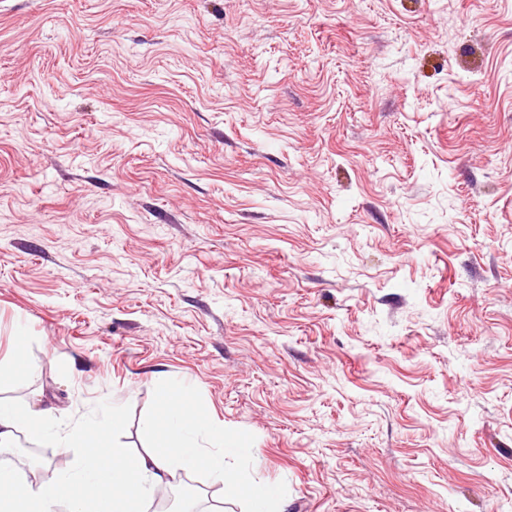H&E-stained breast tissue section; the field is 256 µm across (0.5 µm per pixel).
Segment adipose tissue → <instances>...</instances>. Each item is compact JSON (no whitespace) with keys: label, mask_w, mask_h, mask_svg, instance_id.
I'll list each match as a JSON object with an SVG mask.
<instances>
[{"label":"adipose tissue","mask_w":512,"mask_h":512,"mask_svg":"<svg viewBox=\"0 0 512 512\" xmlns=\"http://www.w3.org/2000/svg\"><path fill=\"white\" fill-rule=\"evenodd\" d=\"M157 387L163 403L153 427L162 432L164 443L138 457L109 439L121 425L119 416L72 425L59 421L49 408L0 402L1 448L15 447L22 432L35 444L52 438L60 448L84 450L75 472L38 483L0 466V512H55L60 506L65 512H133L149 492L168 486L172 469L200 466L228 496L247 498L249 512H284L278 491L252 497L248 482L228 472L227 459L243 457L244 449L225 442L221 429L199 419L188 397L172 396L165 377H158ZM204 437L222 441V448L202 451L199 441Z\"/></svg>","instance_id":"obj_1"}]
</instances>
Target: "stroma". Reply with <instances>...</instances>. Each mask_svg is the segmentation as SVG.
<instances>
[{
  "mask_svg": "<svg viewBox=\"0 0 512 512\" xmlns=\"http://www.w3.org/2000/svg\"><path fill=\"white\" fill-rule=\"evenodd\" d=\"M1 362L286 512L512 506V0H0Z\"/></svg>",
  "mask_w": 512,
  "mask_h": 512,
  "instance_id": "obj_1",
  "label": "stroma"
}]
</instances>
